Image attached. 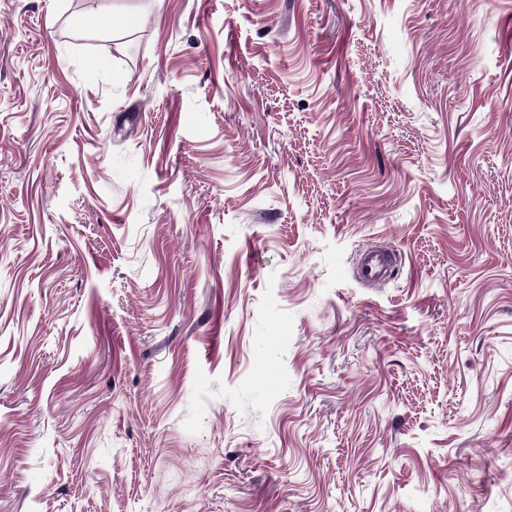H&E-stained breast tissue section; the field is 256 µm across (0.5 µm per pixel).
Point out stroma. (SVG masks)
I'll use <instances>...</instances> for the list:
<instances>
[{"mask_svg": "<svg viewBox=\"0 0 512 512\" xmlns=\"http://www.w3.org/2000/svg\"><path fill=\"white\" fill-rule=\"evenodd\" d=\"M0 512H512V0H0ZM398 255L389 246L370 244L360 251L353 275L368 288H383L397 275L400 265Z\"/></svg>", "mask_w": 512, "mask_h": 512, "instance_id": "obj_1", "label": "stroma"}]
</instances>
